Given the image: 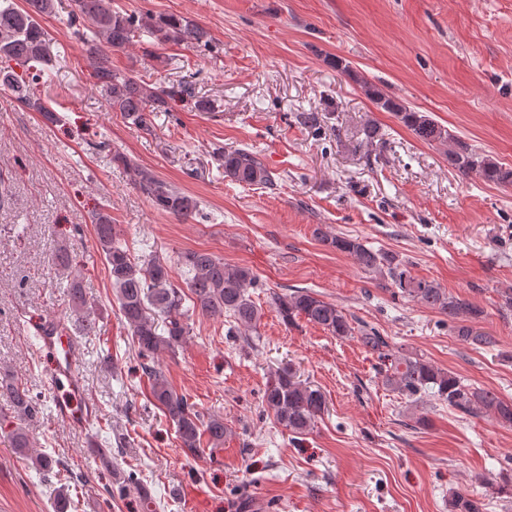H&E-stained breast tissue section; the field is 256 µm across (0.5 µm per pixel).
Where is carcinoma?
Returning <instances> with one entry per match:
<instances>
[{
  "instance_id": "carcinoma-1",
  "label": "carcinoma",
  "mask_w": 512,
  "mask_h": 512,
  "mask_svg": "<svg viewBox=\"0 0 512 512\" xmlns=\"http://www.w3.org/2000/svg\"><path fill=\"white\" fill-rule=\"evenodd\" d=\"M27 4L29 9L21 10L15 0H0V87L10 90L27 108L44 112L51 119V111L43 105L37 92L45 84L50 66L60 63V55L51 54L49 34L41 25L40 18L55 14L57 2L27 0ZM86 21L93 25L90 35L84 31ZM67 24L73 29V34L84 42L98 40L106 44L104 49L95 44L90 46L88 75L93 85L99 88L110 111L121 113L132 125L150 132L155 113L172 112L179 104L189 105L199 112L213 111L212 102L198 95L196 82L189 77L161 87L112 68V51L129 46L140 32H147L162 43L205 51L210 49L207 31L198 23L176 15L122 13L112 8V0H72ZM16 65L22 71H16ZM362 88L380 109L394 113L417 140L426 144H449L448 166L459 174H473L495 185H512L511 167L506 168L478 154L470 145L453 138L432 117L410 110L382 94L374 85L365 82ZM362 134L361 143L366 145L384 137L382 127L370 119L365 121ZM217 156L222 161L224 177L240 186L267 188L274 184L272 173L257 153L249 148L219 150ZM112 160L127 168L137 189L153 205L182 221L197 218L203 221L207 218L197 198L140 167L125 155L116 153ZM93 218L114 297L139 356L152 359L163 351L172 352L189 336L190 328L183 320L187 299L192 302V309L203 316H227L234 323L236 332H245L246 345L258 348V325L262 312L250 292L258 280L250 268L226 264L207 252H187L182 261L188 276L184 284L179 285L172 281L166 262L156 257L138 260L115 241L112 219L107 210L100 209ZM316 236L336 250L354 257L364 271L386 280L387 285L398 290L401 297L448 317V326L458 340L473 345L495 346L493 336L471 326V322L483 316V310L446 292L431 280L412 275L409 265L395 254L368 248L356 237H329L320 230ZM67 301L74 332L79 336L94 335L96 318L81 283L76 279L67 285ZM272 304L286 324H292L301 317L339 338L358 335L361 345L378 359L385 385L410 401L429 396L462 416L483 414L512 427V399L466 383L455 373L440 369L421 356L404 354L392 348L385 337L372 328H355L337 304L304 288L275 293ZM143 370L151 381L154 404L174 426L185 452L196 453L204 438L214 448L224 444L227 427L223 415L203 414L185 396L168 386L160 368L146 362ZM1 399L5 405L0 406V416L12 414L19 420L12 432V441L13 447L24 454L31 447V441L23 420L41 413L42 404L17 378L0 380ZM261 401L273 411L277 423L294 435L312 431L317 418L327 410L326 398L320 388L301 379L291 366L281 367L270 375ZM490 484L497 494L512 499V472H499L492 477ZM449 507L450 512H485V504L466 492L455 494Z\"/></svg>"
}]
</instances>
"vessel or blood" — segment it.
<instances>
[{
	"instance_id": "b4317fda",
	"label": "vessel or blood",
	"mask_w": 512,
	"mask_h": 512,
	"mask_svg": "<svg viewBox=\"0 0 512 512\" xmlns=\"http://www.w3.org/2000/svg\"><path fill=\"white\" fill-rule=\"evenodd\" d=\"M38 347L49 359V378L55 393L56 417L62 423L73 427H84L89 412L78 411L74 402L82 391L76 364L75 342L62 323L55 319L44 320L37 338Z\"/></svg>"
}]
</instances>
